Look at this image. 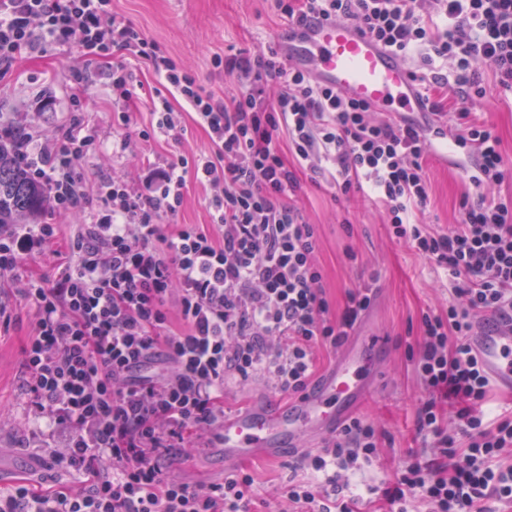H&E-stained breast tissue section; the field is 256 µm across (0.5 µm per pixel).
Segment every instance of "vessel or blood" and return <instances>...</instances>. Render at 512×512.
<instances>
[{
	"mask_svg": "<svg viewBox=\"0 0 512 512\" xmlns=\"http://www.w3.org/2000/svg\"><path fill=\"white\" fill-rule=\"evenodd\" d=\"M281 52L289 66L304 70L319 85L367 102L415 123H425L426 107L405 61L385 50L370 34L348 22L322 20L288 30ZM378 341L353 331L333 368L288 409L256 407L224 418L220 451L225 464L255 454L274 456L302 437L336 431L347 405L370 396L377 368L368 354ZM483 369L512 392V326L479 330L471 339Z\"/></svg>",
	"mask_w": 512,
	"mask_h": 512,
	"instance_id": "b4317fda",
	"label": "vessel or blood"
}]
</instances>
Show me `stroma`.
I'll list each match as a JSON object with an SVG mask.
<instances>
[{"label": "stroma", "mask_w": 512, "mask_h": 512, "mask_svg": "<svg viewBox=\"0 0 512 512\" xmlns=\"http://www.w3.org/2000/svg\"><path fill=\"white\" fill-rule=\"evenodd\" d=\"M112 11L139 27L148 39L167 51L178 65L195 76L216 96L230 94L235 79L213 63L229 48L266 53L288 34V22L269 0H112ZM113 57L85 61L75 50L34 39L30 48L7 71L0 72V113L10 119L48 130L69 125L80 115L94 143L82 161L93 194L113 176L137 183L142 167L207 152L209 138L191 116L183 118V132H152L151 102L162 83L146 64L130 62L132 80L139 94L133 105L140 126L151 138L128 136L112 119L118 109L108 75ZM484 96L467 108L500 139L505 165L512 170V97L497 86L490 70H483ZM463 149L452 139L436 141L427 165L429 199L415 208L412 219L438 228L456 223L461 195L470 190L472 168L464 164ZM185 197L175 224H208L212 221L211 191L186 170ZM289 203L302 208L318 228V263L331 312H340L350 289L365 285L373 301L363 315L364 325L383 336L375 357L379 370L371 397L353 415L372 425L378 448L372 461L348 476L358 512H387L383 491L397 471L408 464L431 459L416 418L428 395L420 384L409 351L422 343L421 316L445 311L454 299L443 274L432 270L408 244L391 240L385 216L370 191L336 201L326 182L315 183L301 174L300 187ZM33 326L29 308L19 306L8 331H0V415L9 422L0 426V492L25 481H50L67 486L75 481L66 467L51 460L30 437V408L23 386L21 350ZM289 404L291 396L270 387L229 383L224 403L231 413L259 406L268 399ZM327 442L320 435L306 449L287 448L281 459H246L244 467L254 478V512H277L289 480H312L301 467L304 454H316Z\"/></svg>", "instance_id": "35a3bbf8"}]
</instances>
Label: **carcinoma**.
Returning <instances> with one entry per match:
<instances>
[{"mask_svg": "<svg viewBox=\"0 0 512 512\" xmlns=\"http://www.w3.org/2000/svg\"><path fill=\"white\" fill-rule=\"evenodd\" d=\"M22 136V128L12 124L0 132V226L25 224L49 207L44 188L16 154Z\"/></svg>", "mask_w": 512, "mask_h": 512, "instance_id": "obj_1", "label": "carcinoma"}]
</instances>
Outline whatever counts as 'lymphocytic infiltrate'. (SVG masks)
<instances>
[{
	"label": "lymphocytic infiltrate",
	"instance_id": "1",
	"mask_svg": "<svg viewBox=\"0 0 512 512\" xmlns=\"http://www.w3.org/2000/svg\"><path fill=\"white\" fill-rule=\"evenodd\" d=\"M111 3L0 0V69L11 68L38 31L89 60L123 56L109 80L127 103L136 91L126 60L146 61L168 90L152 104L158 129H181L183 115L170 103L179 98L210 149L149 168L135 188L110 180L92 222L70 235L58 224L0 228V275H11L14 298L34 317L22 369L32 415L46 423L41 448L83 477L71 487L19 482L0 494V512H252L251 475L234 469L223 482L191 486L170 461L218 446L229 382L306 391L317 349L339 348L371 303V289L359 286L340 317H329L317 228L287 202L304 168L345 195L371 182L393 237L443 271L461 297L447 313L421 317L414 366L429 398L417 429L439 456L397 473L384 491L390 512H409L416 498L432 512H496V503H512V465L502 463L512 452V414L480 411L491 380L468 342L482 316L512 322V197L482 196L506 178L501 142L466 109L446 111L442 96L451 83L463 102L482 96L484 67L512 92V0H274L291 24L348 21L397 55L419 52L431 71L418 81L435 115L424 127L376 117L369 104L285 67L276 47L225 54L237 89L217 100ZM438 59L455 61V76L433 70ZM273 79L280 90L272 99ZM452 128L474 161L480 194L463 195L456 223L436 230L410 214L429 198L433 142ZM92 144L77 118L20 143L52 212L88 203L81 161ZM189 166L213 192V221L162 228L183 204ZM60 242L70 260L54 280L18 275L24 257ZM446 410L458 431L448 429ZM376 448L371 425L343 424L309 459L328 488L289 482V512H354L338 474L370 461Z\"/></svg>",
	"mask_w": 512,
	"mask_h": 512
}]
</instances>
